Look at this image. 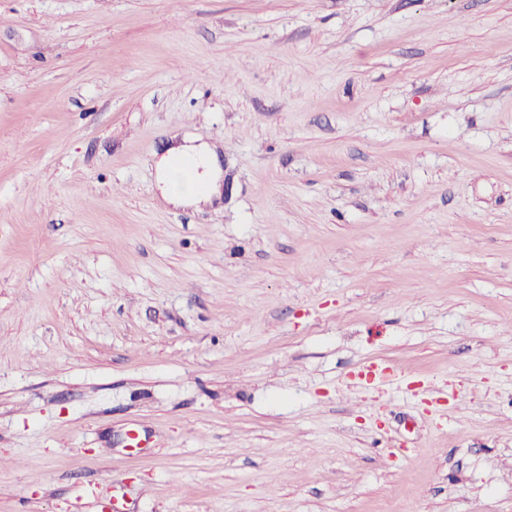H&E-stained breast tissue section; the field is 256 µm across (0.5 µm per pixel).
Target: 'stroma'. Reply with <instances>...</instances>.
<instances>
[{
    "label": "stroma",
    "mask_w": 512,
    "mask_h": 512,
    "mask_svg": "<svg viewBox=\"0 0 512 512\" xmlns=\"http://www.w3.org/2000/svg\"><path fill=\"white\" fill-rule=\"evenodd\" d=\"M102 500L512 512V0H0V512ZM184 165L186 169H180ZM220 159L208 142L189 140L169 148L156 163V178L162 195L173 205L200 208L211 205L221 194Z\"/></svg>",
    "instance_id": "35a3bbf8"
}]
</instances>
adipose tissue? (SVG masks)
<instances>
[{"mask_svg": "<svg viewBox=\"0 0 512 512\" xmlns=\"http://www.w3.org/2000/svg\"><path fill=\"white\" fill-rule=\"evenodd\" d=\"M220 159L204 141L183 140L169 148L156 163V178L163 196L173 205L199 208L221 194Z\"/></svg>", "mask_w": 512, "mask_h": 512, "instance_id": "ef3b65f1", "label": "adipose tissue"}]
</instances>
